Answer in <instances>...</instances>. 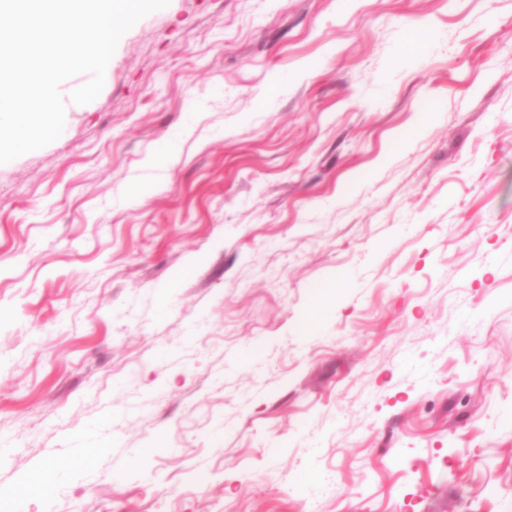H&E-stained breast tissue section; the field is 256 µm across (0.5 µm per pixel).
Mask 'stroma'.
Segmentation results:
<instances>
[{"mask_svg":"<svg viewBox=\"0 0 512 512\" xmlns=\"http://www.w3.org/2000/svg\"><path fill=\"white\" fill-rule=\"evenodd\" d=\"M100 421L28 512H512V0L121 37L0 165V512ZM104 427V424L97 423L75 435V453L68 464L57 468L50 467L45 472V477L42 480V491L44 494H50L54 485L59 481L65 480L70 474L81 472L88 461L103 447L101 431Z\"/></svg>","mask_w":512,"mask_h":512,"instance_id":"1","label":"stroma"}]
</instances>
